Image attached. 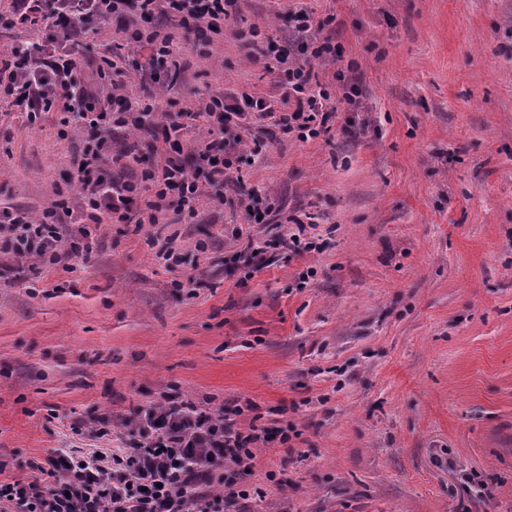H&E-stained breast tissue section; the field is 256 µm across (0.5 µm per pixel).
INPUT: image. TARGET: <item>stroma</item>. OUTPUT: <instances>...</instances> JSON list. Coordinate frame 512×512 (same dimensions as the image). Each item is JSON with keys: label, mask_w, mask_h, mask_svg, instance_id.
I'll return each instance as SVG.
<instances>
[{"label": "stroma", "mask_w": 512, "mask_h": 512, "mask_svg": "<svg viewBox=\"0 0 512 512\" xmlns=\"http://www.w3.org/2000/svg\"><path fill=\"white\" fill-rule=\"evenodd\" d=\"M300 8L342 57L317 68L330 132L278 133L239 163L279 216L245 225L206 204L105 224L71 270L23 260L0 279L1 481L90 447L72 421L210 399L241 407V430L295 434L257 448L239 512H512V0H239L210 42L175 37L180 73L159 98L177 112L200 94L279 98L272 58L238 35L287 41ZM84 40L86 82L112 57L138 98L112 27ZM56 131L0 101V211L64 201L62 223L81 221L80 138ZM157 231L184 264L158 258ZM296 233L312 249L279 246ZM245 234L255 273L235 259Z\"/></svg>", "instance_id": "1"}]
</instances>
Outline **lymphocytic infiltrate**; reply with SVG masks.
Masks as SVG:
<instances>
[{
	"label": "lymphocytic infiltrate",
	"mask_w": 512,
	"mask_h": 512,
	"mask_svg": "<svg viewBox=\"0 0 512 512\" xmlns=\"http://www.w3.org/2000/svg\"><path fill=\"white\" fill-rule=\"evenodd\" d=\"M237 5L238 0H11L8 27L41 30L42 40L15 46L0 61V98L33 124L59 113L58 139L84 132L74 162L78 203L91 223L155 224L169 210L193 218L205 203L241 210L244 222L252 223L262 200L245 190L239 174L241 106L303 139L326 131L330 96L312 63L337 60L339 48L324 37L323 21L300 9L290 15L287 48L270 43L257 51L276 60L280 99H198L191 117L204 122L206 134L194 149L195 168H188L178 135L182 115L160 108L154 94L173 36L156 27L129 30L126 19L136 15L147 22L160 15L185 32L217 35ZM114 20L128 50H151L144 64L150 76L141 82L145 95L137 102L116 88L99 95L76 73V58L84 51L80 33L89 22ZM117 129H148L158 138L156 159L139 179L118 175L131 148L114 139ZM108 168L115 177L105 176ZM56 218L53 209L38 217L1 212L0 252L64 266L92 251L90 233L80 228L61 234ZM70 429L94 440V447L54 448L27 461L31 480L0 483V512H225L249 498L237 477L253 469L254 444L270 440L262 426L241 431L224 409L166 399L136 406L117 432L108 420L78 421Z\"/></svg>",
	"instance_id": "f902f5d3"
}]
</instances>
